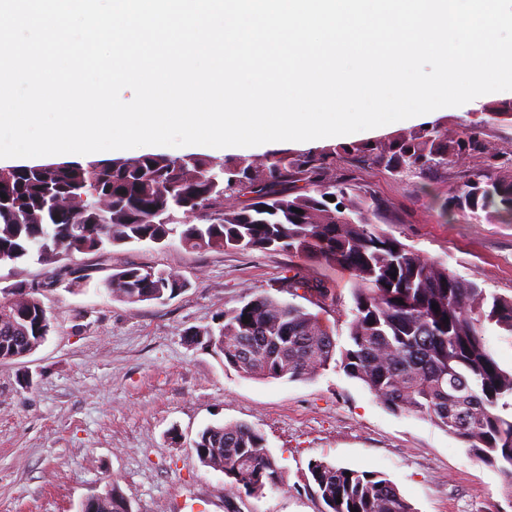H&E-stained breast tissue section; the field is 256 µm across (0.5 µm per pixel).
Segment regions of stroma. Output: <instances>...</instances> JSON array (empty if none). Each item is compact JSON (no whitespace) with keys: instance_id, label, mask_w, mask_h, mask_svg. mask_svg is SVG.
<instances>
[{"instance_id":"obj_1","label":"stroma","mask_w":512,"mask_h":512,"mask_svg":"<svg viewBox=\"0 0 512 512\" xmlns=\"http://www.w3.org/2000/svg\"><path fill=\"white\" fill-rule=\"evenodd\" d=\"M484 154L430 175L379 168L364 183L380 205L375 227L475 281L512 296V222L474 223L447 212L449 197L483 174L485 154L512 173V126L488 127ZM61 265L0 266V288L39 287L52 319L28 356L0 362V512H82L117 490L131 512H225L224 476L193 447L214 423L260 429L286 489L239 500L241 512H321L308 466L326 461L382 472L415 512H512L501 475L429 418L385 407L343 370L306 381L258 380L190 340L248 294L292 299L344 342L351 275L282 251L190 250L178 240L75 254ZM177 271L188 286L163 301L130 304L99 287L116 269ZM336 292V304L289 295L294 274Z\"/></svg>"}]
</instances>
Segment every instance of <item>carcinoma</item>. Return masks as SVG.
Wrapping results in <instances>:
<instances>
[{"label":"carcinoma","instance_id":"obj_1","mask_svg":"<svg viewBox=\"0 0 512 512\" xmlns=\"http://www.w3.org/2000/svg\"><path fill=\"white\" fill-rule=\"evenodd\" d=\"M490 124L512 125V113L484 107L465 139L424 126L373 144L282 153L262 167L247 158L163 154L0 167V194L11 200L0 209V264H53L76 253L176 236L193 250L295 251L345 269L354 279L353 307L340 349L315 315L267 294L246 295L216 325L190 336L205 338L224 366L257 379L309 380L339 357L340 369L383 405L429 417L498 470L512 490V413H506L512 410V371L500 367L485 341L490 326L512 334V297L488 296L477 283L377 230L367 213L379 203L357 176L328 177L332 164L431 174L484 150L478 130ZM243 179L257 186L256 201L225 206L240 197ZM454 201L478 222L512 216V179L485 174ZM103 286L123 302L139 303L171 298L187 282L174 270L126 266ZM287 288L336 303L331 289L299 273ZM50 330L38 289L0 288L1 362L31 354ZM194 449L203 465L224 470L226 512H240L235 498L243 494L259 497L284 486L264 434L247 423L209 425ZM309 472L324 512H414L381 472L325 461L311 462ZM128 509L113 489L88 501L83 512Z\"/></svg>","mask_w":512,"mask_h":512}]
</instances>
